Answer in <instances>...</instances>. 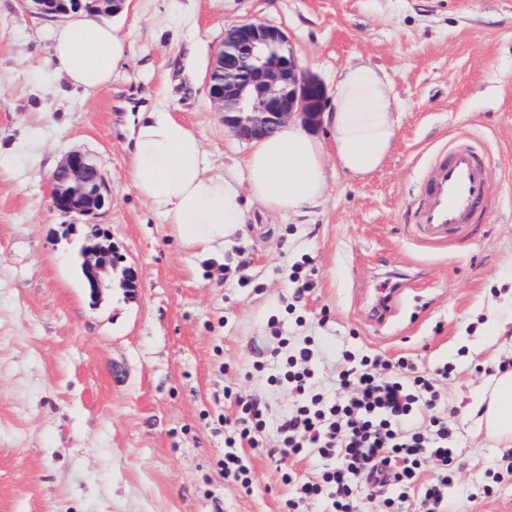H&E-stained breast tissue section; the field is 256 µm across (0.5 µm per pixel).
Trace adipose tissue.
I'll list each match as a JSON object with an SVG mask.
<instances>
[{
    "instance_id": "obj_1",
    "label": "adipose tissue",
    "mask_w": 512,
    "mask_h": 512,
    "mask_svg": "<svg viewBox=\"0 0 512 512\" xmlns=\"http://www.w3.org/2000/svg\"><path fill=\"white\" fill-rule=\"evenodd\" d=\"M49 54L60 78L90 96L111 83L127 57V42L116 29L82 15L55 28ZM396 112L384 73L367 63L346 67L323 116L325 136L291 122L255 141L243 160L242 190L227 177L210 175L191 126L162 109L142 112L131 126L129 176L180 248L218 260L243 232L248 203L299 214L324 198L330 165L358 178L375 173L393 147ZM480 401L487 434L512 442V372L498 375Z\"/></svg>"
}]
</instances>
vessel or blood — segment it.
Here are the masks:
<instances>
[{"mask_svg":"<svg viewBox=\"0 0 512 512\" xmlns=\"http://www.w3.org/2000/svg\"><path fill=\"white\" fill-rule=\"evenodd\" d=\"M490 173L482 159L465 146L437 161L416 211L417 235L430 243L443 241L449 231L467 224L484 199Z\"/></svg>","mask_w":512,"mask_h":512,"instance_id":"1","label":"vessel or blood"}]
</instances>
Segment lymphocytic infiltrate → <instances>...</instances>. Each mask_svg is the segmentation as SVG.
I'll list each match as a JSON object with an SVG mask.
<instances>
[{"label": "lymphocytic infiltrate", "mask_w": 512, "mask_h": 512, "mask_svg": "<svg viewBox=\"0 0 512 512\" xmlns=\"http://www.w3.org/2000/svg\"><path fill=\"white\" fill-rule=\"evenodd\" d=\"M313 357L311 342H303L269 375L270 383L294 397L278 414L258 399L227 392L237 415L215 420L224 429L225 478L250 487L243 449L262 447L272 430L278 446L271 456H313L322 463L320 480L295 483L296 494L285 503L288 512L306 500L321 501L324 512H357L358 504L376 499L384 512H402L412 500L422 512H434L454 480V435L437 413L442 394L432 378L417 374L404 358L392 363L347 350L332 398L315 383ZM427 460L438 466L440 478L424 484L419 477Z\"/></svg>", "instance_id": "lymphocytic-infiltrate-1"}]
</instances>
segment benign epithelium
<instances>
[{
    "instance_id": "1",
    "label": "benign epithelium",
    "mask_w": 512,
    "mask_h": 512,
    "mask_svg": "<svg viewBox=\"0 0 512 512\" xmlns=\"http://www.w3.org/2000/svg\"><path fill=\"white\" fill-rule=\"evenodd\" d=\"M60 0H23L25 8L42 16H66L82 9L58 7ZM126 0H93L92 13L117 15ZM246 62L245 74L235 70ZM208 96L224 114V127L242 140L261 138L291 120L316 128L327 105L323 83L302 73L288 37L261 21L237 24L224 33L207 78ZM52 206L60 211L92 216L108 206L111 194L97 165L78 151L67 154L52 176ZM96 234L82 245L86 288L98 300L102 279L115 264L110 236L94 225Z\"/></svg>"
}]
</instances>
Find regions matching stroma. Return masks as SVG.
I'll return each mask as SVG.
<instances>
[{
  "label": "stroma",
  "instance_id": "1",
  "mask_svg": "<svg viewBox=\"0 0 512 512\" xmlns=\"http://www.w3.org/2000/svg\"><path fill=\"white\" fill-rule=\"evenodd\" d=\"M284 32L305 74L334 91L349 65L386 75L399 107L394 146L360 179L332 166L305 213L253 206L223 264L182 250L129 179V128L163 103L188 123L210 174L242 177L250 144L229 134L207 76L230 26ZM129 45L92 97L60 81L55 18L0 0V512H281V469L311 480V457L277 460L268 434L246 449L249 489L225 480V389L292 405L252 370L276 336L312 339L334 390L344 350L449 364L438 412L455 435L456 481L442 512H512V445L489 438L476 401L512 360V0H127L112 17ZM474 144L491 178L484 204L447 241L411 226L432 162ZM88 154L110 192L91 218L52 208L51 178ZM112 238L114 281L98 302L76 253L88 224ZM133 268L136 288L118 284ZM408 286L378 321L379 275ZM311 281L300 291L301 281ZM493 484L486 496L479 489Z\"/></svg>",
  "mask_w": 512,
  "mask_h": 512
}]
</instances>
